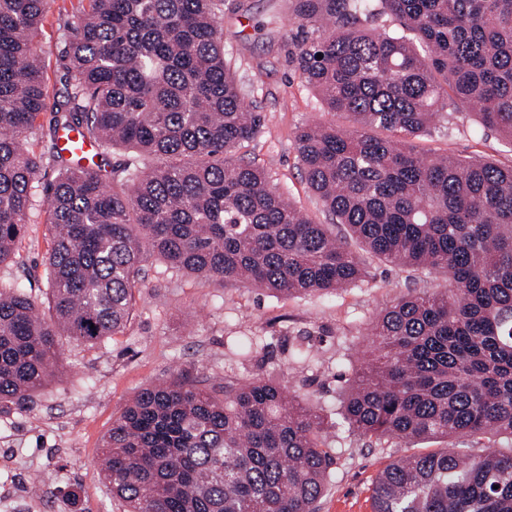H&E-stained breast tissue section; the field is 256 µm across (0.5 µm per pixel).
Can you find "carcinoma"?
<instances>
[{"label":"carcinoma","mask_w":512,"mask_h":512,"mask_svg":"<svg viewBox=\"0 0 512 512\" xmlns=\"http://www.w3.org/2000/svg\"><path fill=\"white\" fill-rule=\"evenodd\" d=\"M49 0H0V264L24 236L45 167L50 316L0 286V404L53 376L60 340L122 332L150 258L221 287L306 296L369 283L334 232L398 268L440 273L373 325L380 355L341 401L378 442L461 439L400 457L372 512H512V167L428 158L413 139L473 112L512 144V0H298L305 82L355 126L305 124L294 147L333 223L305 218L268 171L233 160L264 124L224 53V0H78L60 87L47 104L34 39ZM389 14L401 31L363 23ZM49 112L47 121L41 114ZM133 159L71 164L60 132ZM34 134L47 143L35 154ZM327 417L260 378L216 391L181 373L142 389L102 441L101 472L127 512H315L333 456ZM481 446L485 451L473 452Z\"/></svg>","instance_id":"1"}]
</instances>
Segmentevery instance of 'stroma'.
Returning a JSON list of instances; mask_svg holds the SVG:
<instances>
[{
	"mask_svg": "<svg viewBox=\"0 0 512 512\" xmlns=\"http://www.w3.org/2000/svg\"><path fill=\"white\" fill-rule=\"evenodd\" d=\"M293 8L292 0L224 2V50L246 102L265 115L260 133L237 156L267 168L297 209L324 224L328 217L299 168L295 131L306 123L350 128L354 121L325 111L304 82L295 44L317 33L292 23ZM71 10V0H51L35 38L51 87L61 74L63 22ZM476 124L473 114L449 115L416 145L430 155L482 156L512 166V147L491 131L474 135ZM49 181L45 175L37 182L26 233L0 264V283L31 279L32 294L43 308L48 305ZM366 264L372 287L292 297L241 285L219 288L190 274H172L162 262L149 263L121 334L94 345L61 341L56 377L26 405H0V512H124L97 465L102 438L142 388L180 372L213 389L228 378L276 381L322 408L334 464L318 512H372V489L381 471L426 446L399 440L378 445L348 432L338 414L343 392L353 368L376 357L368 331L380 310L412 290L435 289L444 278L372 257ZM302 333L314 351L306 361L292 355ZM243 340L252 343L246 356L239 351Z\"/></svg>",
	"mask_w": 512,
	"mask_h": 512,
	"instance_id": "1",
	"label": "stroma"
}]
</instances>
